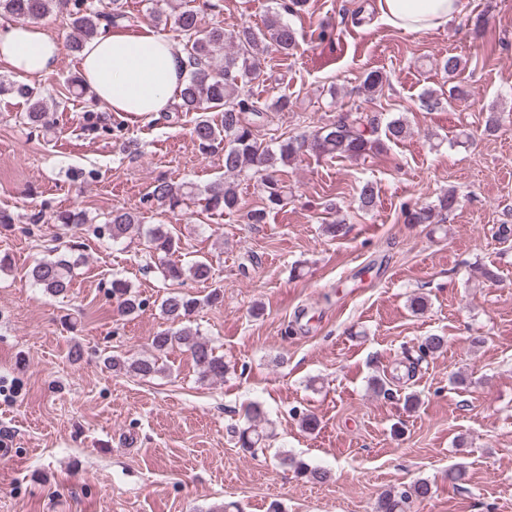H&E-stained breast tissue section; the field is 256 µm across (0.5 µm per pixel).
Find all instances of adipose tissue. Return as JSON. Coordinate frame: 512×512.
Returning <instances> with one entry per match:
<instances>
[{"instance_id": "obj_1", "label": "adipose tissue", "mask_w": 512, "mask_h": 512, "mask_svg": "<svg viewBox=\"0 0 512 512\" xmlns=\"http://www.w3.org/2000/svg\"><path fill=\"white\" fill-rule=\"evenodd\" d=\"M385 21L409 33L448 24L462 10V0H378ZM62 44L40 24L0 22V65L26 78L54 72ZM84 81L100 104L138 118L170 111L189 70L186 53L150 28L130 33L106 27L79 55Z\"/></svg>"}]
</instances>
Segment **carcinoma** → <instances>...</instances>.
Returning <instances> with one entry per match:
<instances>
[{
  "mask_svg": "<svg viewBox=\"0 0 512 512\" xmlns=\"http://www.w3.org/2000/svg\"><path fill=\"white\" fill-rule=\"evenodd\" d=\"M192 2L186 0L183 6L173 7L168 13L156 8L153 18L159 24L172 26L185 41L184 49L191 71L179 92L181 103L178 104V111L196 113L192 135L198 146L206 152H224L225 173L239 176L249 172L258 183L265 205L248 212V223H265L268 212L283 204L286 194L276 172L297 156L307 153L318 159L336 157L364 160L385 151L388 144H395L407 136L408 127L403 119H387L380 113L357 111L337 116L309 136L278 137L275 145L262 146L258 142V132L268 113L286 112L291 109L292 102L282 96L262 109L255 105L246 86L251 80L256 59L265 53L268 45H274L285 55L292 54L298 47L299 33L282 19V14L292 15L303 10L307 0H285L281 4V11L266 18L264 28L255 29L246 25L229 35L219 25L203 26L199 10ZM55 11L69 18L76 32L72 42V49L76 52L98 36L101 25L113 27L130 20L121 0H109L104 6L95 0H0V14L16 19L36 21ZM228 42L234 43V51L225 50ZM1 92L13 94L27 102L24 120L31 131L44 135L50 131L48 106L36 87L21 81L0 82ZM213 109L223 112L219 126L207 116ZM151 196L172 213L182 211L187 201L196 197L202 201L204 210L211 214H231L239 211L240 205L234 183L222 178L202 188L160 178L153 185ZM376 199L375 185L365 182L359 191L360 207L370 210L375 206ZM457 204L456 192L448 190L439 194L437 204H417L404 209L402 215L407 224H436L437 217L453 211ZM50 220L55 224L78 226L87 223V215L76 208L58 212L50 216ZM107 226L114 242L145 236L147 247L157 256L163 279L180 283L187 279L202 283L213 279L215 270L206 257L186 264L172 260L181 250V239L171 225L155 224L144 232L138 214L114 210ZM74 267L75 260L71 253L58 252L50 258L36 261L29 269L28 277L43 292L64 296L71 288ZM110 297L124 316L136 313L144 305L132 293L129 282L122 278L112 279ZM220 297L221 291L216 289L202 299L180 291L168 293L161 300V311L171 323H177L181 328L163 330L153 336L151 347L155 354L133 360L114 357L108 360L109 366L132 376H152L160 371L158 355L175 346H183L190 351L202 378L213 381L224 379V358L215 353V348L200 336L198 330L186 324L201 304L215 303ZM245 418L246 423L238 429L237 444L253 453L268 438V433L260 428V424L268 423V419L258 403L247 408ZM280 464L290 465L297 474L319 483L331 479L329 471L287 455L280 458ZM432 494L431 484L418 480L406 490L383 493L377 501L376 512H401L406 502L424 500Z\"/></svg>",
  "mask_w": 512,
  "mask_h": 512,
  "instance_id": "cac0c4a2",
  "label": "carcinoma"
}]
</instances>
